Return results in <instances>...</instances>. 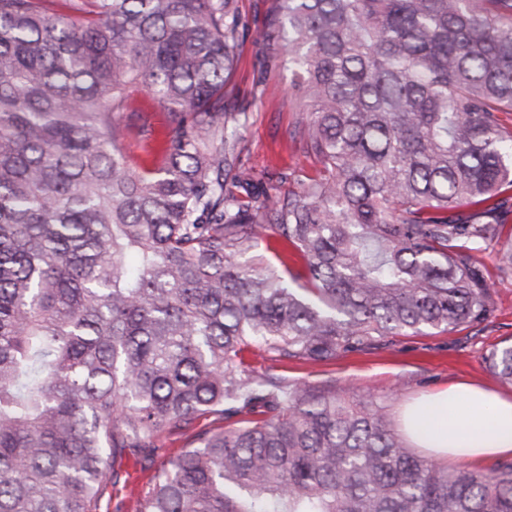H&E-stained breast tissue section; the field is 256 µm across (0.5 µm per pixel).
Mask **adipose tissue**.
Masks as SVG:
<instances>
[{
  "label": "adipose tissue",
  "mask_w": 512,
  "mask_h": 512,
  "mask_svg": "<svg viewBox=\"0 0 512 512\" xmlns=\"http://www.w3.org/2000/svg\"><path fill=\"white\" fill-rule=\"evenodd\" d=\"M405 430L437 461L481 463L512 457V398L456 384L406 408Z\"/></svg>",
  "instance_id": "obj_1"
}]
</instances>
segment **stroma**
I'll return each mask as SVG.
<instances>
[{"label": "stroma", "mask_w": 512, "mask_h": 512, "mask_svg": "<svg viewBox=\"0 0 512 512\" xmlns=\"http://www.w3.org/2000/svg\"><path fill=\"white\" fill-rule=\"evenodd\" d=\"M232 86L231 102L246 113L240 129L246 145L244 160L267 177L280 179L281 192H297L315 176L312 161L304 160L294 130L299 105L291 97L290 76L274 46L244 39ZM125 122L145 124L153 131L149 147L129 145L130 163L136 170L155 167L163 160L167 115L156 108L150 92L139 94L124 115ZM496 310L477 333L407 336L393 346L369 353L337 357L326 365L292 364L287 374L312 383L335 380L356 395L382 402L393 426H400L404 406L421 395L467 384L512 398V384L502 382L486 364L488 351L512 340V278L495 287Z\"/></svg>", "instance_id": "1"}]
</instances>
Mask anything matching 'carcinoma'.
<instances>
[{
    "label": "carcinoma",
    "instance_id": "carcinoma-1",
    "mask_svg": "<svg viewBox=\"0 0 512 512\" xmlns=\"http://www.w3.org/2000/svg\"><path fill=\"white\" fill-rule=\"evenodd\" d=\"M55 2L0 0V512H512L511 458L437 462L377 403L276 372L493 315L512 0H277L255 40L320 166L288 195L225 107L236 0ZM146 88L167 154L138 173ZM486 362L512 384V342ZM123 458L148 473L127 500ZM122 122L147 124L153 130L151 144L147 148L132 143L128 146L131 167L141 172L144 168L154 169L160 160L164 163L163 148L167 130L166 112H159L152 98V94L145 90L139 94L130 107V112H125Z\"/></svg>",
    "mask_w": 512,
    "mask_h": 512
}]
</instances>
